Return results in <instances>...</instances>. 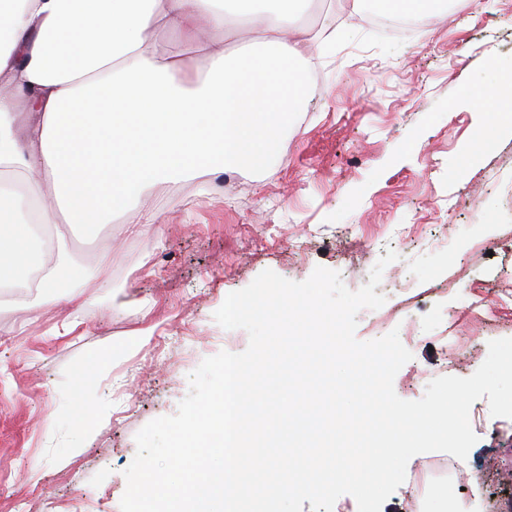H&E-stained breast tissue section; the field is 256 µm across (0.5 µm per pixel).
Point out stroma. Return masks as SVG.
<instances>
[{"label": "stroma", "instance_id": "35a3bbf8", "mask_svg": "<svg viewBox=\"0 0 512 512\" xmlns=\"http://www.w3.org/2000/svg\"><path fill=\"white\" fill-rule=\"evenodd\" d=\"M372 19L353 0L306 16L313 91L272 164L154 183L159 234L120 216L91 233L55 225L52 254L82 267L75 303L0 292V512H120L136 433L177 412L205 358L246 350L248 334L227 343L213 315L264 270L301 282L322 266L355 291L395 251L400 280L381 281L385 303L359 312L355 336L401 330L405 400L471 376L489 341L512 337V136L469 95L490 68L512 77V0H450L410 47ZM139 333L149 343L126 354ZM62 400L79 448L66 462L48 424ZM469 417L467 459L412 457L381 512H512V419L484 398ZM440 463L444 484L421 479Z\"/></svg>", "mask_w": 512, "mask_h": 512}]
</instances>
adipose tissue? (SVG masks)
Instances as JSON below:
<instances>
[{"mask_svg":"<svg viewBox=\"0 0 512 512\" xmlns=\"http://www.w3.org/2000/svg\"><path fill=\"white\" fill-rule=\"evenodd\" d=\"M311 4L0 0V288L73 302L78 268L47 250L56 215L90 230L154 182L274 161L309 91L288 36ZM240 28L253 38L226 48ZM167 31L193 54L160 57Z\"/></svg>","mask_w":512,"mask_h":512,"instance_id":"adipose-tissue-1","label":"adipose tissue"}]
</instances>
